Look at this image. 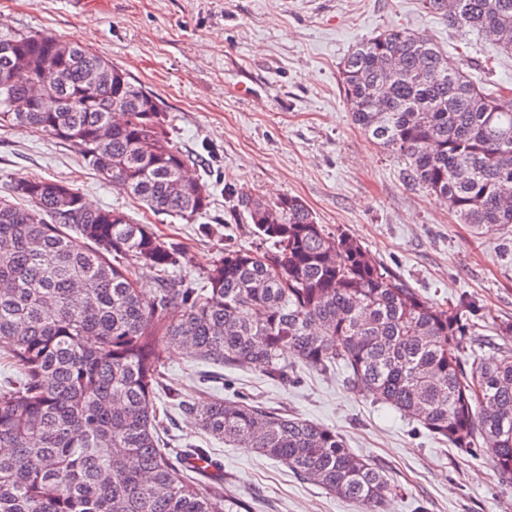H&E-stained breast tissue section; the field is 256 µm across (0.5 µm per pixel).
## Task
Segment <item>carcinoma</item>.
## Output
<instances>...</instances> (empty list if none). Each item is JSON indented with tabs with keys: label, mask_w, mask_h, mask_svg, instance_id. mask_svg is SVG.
<instances>
[{
	"label": "carcinoma",
	"mask_w": 512,
	"mask_h": 512,
	"mask_svg": "<svg viewBox=\"0 0 512 512\" xmlns=\"http://www.w3.org/2000/svg\"><path fill=\"white\" fill-rule=\"evenodd\" d=\"M448 24L512 54V0H421ZM340 81L366 138L463 224H512V91L492 95L431 38L391 27L356 45ZM45 90L30 112L10 102ZM0 127L72 145L100 180L153 214L194 224L207 181H188L168 112L103 55L45 32L0 38ZM264 251L224 245L198 282L149 224L85 205L66 181L12 179L0 194V512H253L221 477L171 454L157 401L201 431L278 461L301 479L382 512L397 488L334 429L259 401L185 400L159 338L202 361L288 382L290 353L337 364L348 384L512 478V350L463 357L476 327L429 304L360 242L284 195L236 199ZM154 276L152 294L139 287Z\"/></svg>",
	"instance_id": "1"
}]
</instances>
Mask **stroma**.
I'll use <instances>...</instances> for the list:
<instances>
[{
  "label": "stroma",
  "mask_w": 512,
  "mask_h": 512,
  "mask_svg": "<svg viewBox=\"0 0 512 512\" xmlns=\"http://www.w3.org/2000/svg\"><path fill=\"white\" fill-rule=\"evenodd\" d=\"M393 24L432 37L486 92L512 88V55L420 0H0L1 32L44 31L91 48L158 97L192 176L214 196L199 224L153 214L101 182L68 144L20 128L0 129V191L21 175L70 182L93 206L124 211L178 243L181 279L198 278L218 242L260 247L238 196H298L318 223L359 240L430 304L471 307L484 337L512 349V224L459 223L367 140L340 91L351 49ZM158 350L185 397H249L335 428L404 488L383 512H512V479L481 452L438 442L357 395L342 370L300 365L297 380L275 383L257 371L217 372L163 343ZM171 418L173 447L209 449L255 512H360L277 462L202 437L179 410Z\"/></svg>",
  "instance_id": "stroma-1"
}]
</instances>
